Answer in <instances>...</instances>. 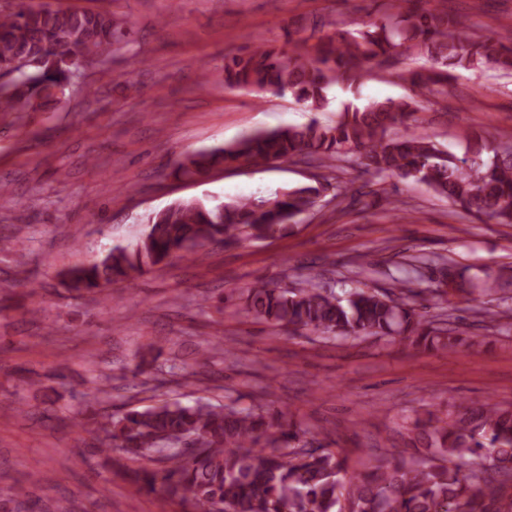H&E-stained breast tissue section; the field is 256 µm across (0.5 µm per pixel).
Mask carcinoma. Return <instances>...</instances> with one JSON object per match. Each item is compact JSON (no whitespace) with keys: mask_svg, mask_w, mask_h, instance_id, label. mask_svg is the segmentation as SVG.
<instances>
[{"mask_svg":"<svg viewBox=\"0 0 512 512\" xmlns=\"http://www.w3.org/2000/svg\"><path fill=\"white\" fill-rule=\"evenodd\" d=\"M380 16L338 38L288 36V48L256 45L224 57V86L288 95L312 112L328 103L332 87L355 84L367 69L391 68L410 52L430 66L406 70L415 95L445 93L448 69L512 71V30L464 38L462 16L431 10L423 0H382ZM129 22L106 11L52 7L0 12V112H37L59 105L70 85L73 60L96 67L104 52L122 50ZM24 60L20 71L15 63ZM416 100L351 104L336 123L257 130L234 142L184 154L177 178L203 180L240 162L312 159L325 169L347 158L363 172L394 176L430 189L461 212L484 222L512 224V144L471 148L459 158L425 133L399 138L397 125L416 121ZM490 156H484V152ZM324 184L284 189L270 198L230 202L177 201L152 214L130 246L78 263L62 273L79 295L100 293L135 279L172 257H190L209 243L238 244L288 232L314 208ZM411 277L389 289L328 291L314 268L295 288L257 279L237 292L256 320L293 332L336 339L391 337L424 348L453 351L455 329L416 308ZM95 425L92 456L126 455L123 471L139 492L157 494L188 512H512V406L481 401L441 423L414 422L408 446L417 458L373 457L360 469L348 457L303 440L306 431L268 404L250 409L198 400L163 401L114 417L98 411L72 420L76 431Z\"/></svg>","mask_w":512,"mask_h":512,"instance_id":"obj_1","label":"carcinoma"}]
</instances>
